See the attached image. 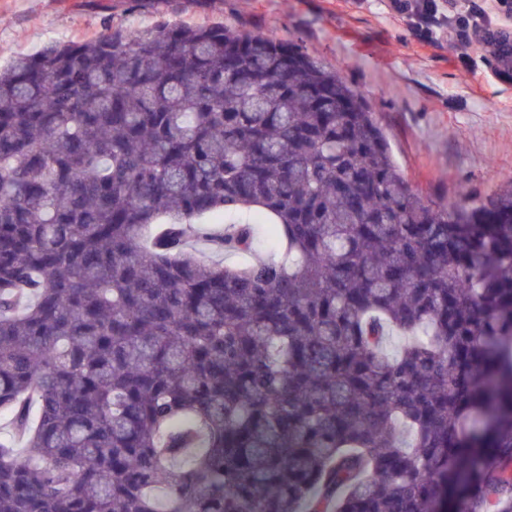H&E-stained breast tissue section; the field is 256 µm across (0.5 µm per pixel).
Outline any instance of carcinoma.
Here are the masks:
<instances>
[{
  "label": "carcinoma",
  "mask_w": 512,
  "mask_h": 512,
  "mask_svg": "<svg viewBox=\"0 0 512 512\" xmlns=\"http://www.w3.org/2000/svg\"><path fill=\"white\" fill-rule=\"evenodd\" d=\"M1 411L0 512H512V182L427 199L356 90L260 33L16 56Z\"/></svg>",
  "instance_id": "cac0c4a2"
}]
</instances>
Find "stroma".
Masks as SVG:
<instances>
[{"instance_id": "35a3bbf8", "label": "stroma", "mask_w": 512, "mask_h": 512, "mask_svg": "<svg viewBox=\"0 0 512 512\" xmlns=\"http://www.w3.org/2000/svg\"><path fill=\"white\" fill-rule=\"evenodd\" d=\"M490 16L491 0H0V66L50 41L93 39L107 21L291 40L366 99L411 188L448 204L512 181V83L474 40Z\"/></svg>"}]
</instances>
